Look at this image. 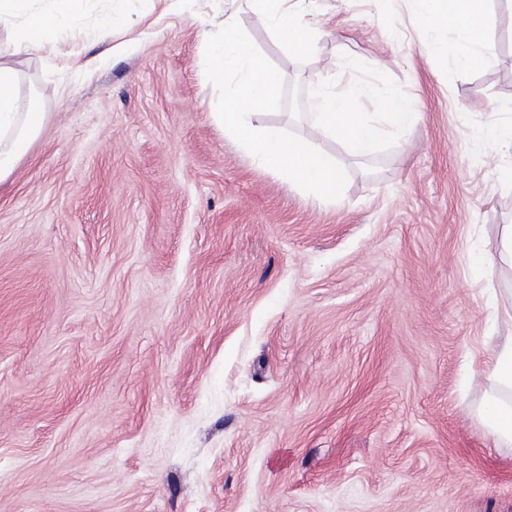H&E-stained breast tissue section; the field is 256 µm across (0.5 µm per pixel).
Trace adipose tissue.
Segmentation results:
<instances>
[{"mask_svg":"<svg viewBox=\"0 0 512 512\" xmlns=\"http://www.w3.org/2000/svg\"><path fill=\"white\" fill-rule=\"evenodd\" d=\"M81 0H52L50 10L29 15L12 33L9 52L0 51V183L14 172L41 133L47 114L36 98L21 101L20 74L12 57L32 48L51 44L55 33L76 26ZM263 22L282 44L296 53L309 52L313 32L297 15L283 8V0H254ZM417 13L432 37L435 54L458 69L485 66L493 55L486 35V0H415ZM455 39H447V32ZM369 102L373 111H359ZM308 117L323 137L345 143L352 158L371 155L387 138L415 125L418 114L412 101L393 91L380 90L376 83L359 80L343 89L321 83L310 97ZM485 372L496 385L483 415L497 444L512 445V336L507 337L484 362Z\"/></svg>","mask_w":512,"mask_h":512,"instance_id":"ef3b65f1","label":"adipose tissue"}]
</instances>
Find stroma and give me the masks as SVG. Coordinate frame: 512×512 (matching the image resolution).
I'll use <instances>...</instances> for the list:
<instances>
[{
    "label": "stroma",
    "instance_id": "stroma-1",
    "mask_svg": "<svg viewBox=\"0 0 512 512\" xmlns=\"http://www.w3.org/2000/svg\"><path fill=\"white\" fill-rule=\"evenodd\" d=\"M83 0L17 57L46 124L0 183V512H512L469 350L512 336V0L494 59L434 57L413 0H302L289 52L247 0ZM238 20L310 96L343 55L418 122L323 204L218 125L204 49Z\"/></svg>",
    "mask_w": 512,
    "mask_h": 512
}]
</instances>
